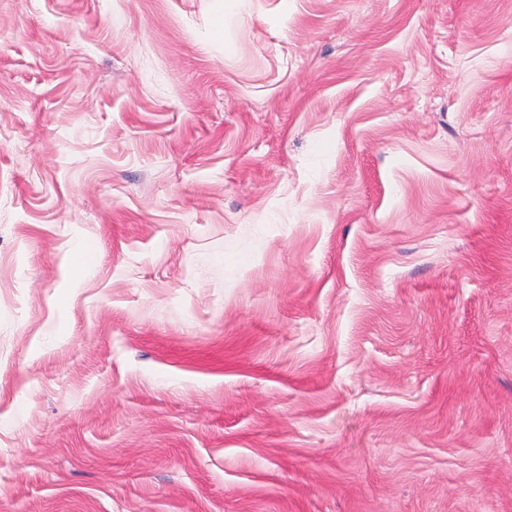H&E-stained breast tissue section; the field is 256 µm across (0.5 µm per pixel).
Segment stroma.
Here are the masks:
<instances>
[{
    "instance_id": "1",
    "label": "stroma",
    "mask_w": 512,
    "mask_h": 512,
    "mask_svg": "<svg viewBox=\"0 0 512 512\" xmlns=\"http://www.w3.org/2000/svg\"><path fill=\"white\" fill-rule=\"evenodd\" d=\"M0 512H512V0H0Z\"/></svg>"
}]
</instances>
